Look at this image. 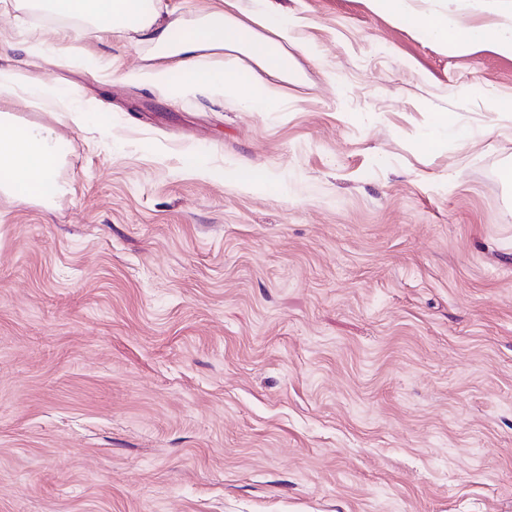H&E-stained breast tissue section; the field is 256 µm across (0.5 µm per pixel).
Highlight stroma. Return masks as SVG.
<instances>
[{
  "instance_id": "stroma-1",
  "label": "stroma",
  "mask_w": 512,
  "mask_h": 512,
  "mask_svg": "<svg viewBox=\"0 0 512 512\" xmlns=\"http://www.w3.org/2000/svg\"><path fill=\"white\" fill-rule=\"evenodd\" d=\"M275 2L279 112L121 81L141 34L0 5V67L98 107L0 97L61 140L45 197L0 193V512H512V56ZM437 112L466 146L421 149Z\"/></svg>"
}]
</instances>
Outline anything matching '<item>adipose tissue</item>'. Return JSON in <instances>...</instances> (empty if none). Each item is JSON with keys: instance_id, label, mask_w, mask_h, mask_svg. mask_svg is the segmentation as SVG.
<instances>
[{"instance_id": "adipose-tissue-1", "label": "adipose tissue", "mask_w": 512, "mask_h": 512, "mask_svg": "<svg viewBox=\"0 0 512 512\" xmlns=\"http://www.w3.org/2000/svg\"><path fill=\"white\" fill-rule=\"evenodd\" d=\"M373 10L415 28L426 40L456 51L493 41L497 49L512 55V27L474 29L462 27L447 13H422L411 0H370ZM233 0L213 8L199 21L185 24L162 19L159 0H15L16 9L43 12L73 21V38H99L113 32L146 33L167 57L169 65L142 67L125 74L128 82L164 84L170 94L203 91L217 98H236L255 112L282 109V84L288 79L287 44L294 39V25L272 0L249 19L233 14ZM207 50L240 53L278 78L274 84H258L232 61L204 59ZM27 91L37 100L56 102L74 126H82L96 111L92 101L73 105L60 89L13 69H0V96ZM58 144L52 130L20 124L0 113V188L17 200L46 194L58 161Z\"/></svg>"}]
</instances>
